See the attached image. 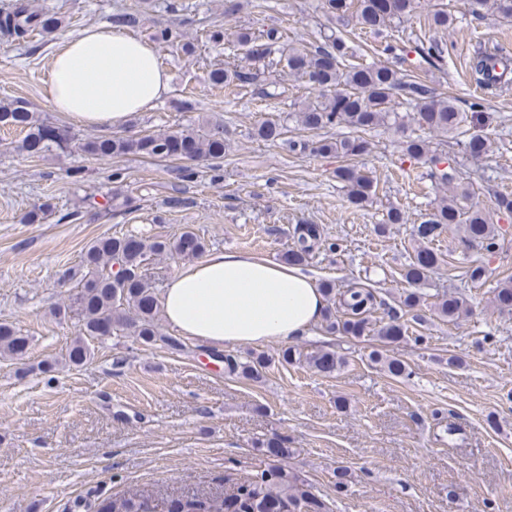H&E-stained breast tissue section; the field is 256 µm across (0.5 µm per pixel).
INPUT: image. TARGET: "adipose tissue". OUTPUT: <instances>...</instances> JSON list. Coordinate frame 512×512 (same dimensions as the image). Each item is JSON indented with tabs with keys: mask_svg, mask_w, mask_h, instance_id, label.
<instances>
[{
	"mask_svg": "<svg viewBox=\"0 0 512 512\" xmlns=\"http://www.w3.org/2000/svg\"><path fill=\"white\" fill-rule=\"evenodd\" d=\"M150 43L115 25H94L53 57L43 96L70 122L119 130L170 89ZM166 320L200 343L221 347L290 341L321 326L326 301L300 268L234 250L181 268L161 295Z\"/></svg>",
	"mask_w": 512,
	"mask_h": 512,
	"instance_id": "1",
	"label": "adipose tissue"
}]
</instances>
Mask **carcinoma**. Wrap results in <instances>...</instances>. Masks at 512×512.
<instances>
[{"label":"carcinoma","mask_w":512,"mask_h":512,"mask_svg":"<svg viewBox=\"0 0 512 512\" xmlns=\"http://www.w3.org/2000/svg\"><path fill=\"white\" fill-rule=\"evenodd\" d=\"M467 3L473 14L491 10L505 19L512 18V0H467ZM417 5L418 0H322V9L328 16L338 22L350 21L354 29L364 33L379 34L391 24L411 17L431 28L447 31L454 27L456 16L449 5L424 15L417 13ZM154 8L156 0H135V4L112 15V23L136 28L141 16ZM61 23L60 18L35 11L25 3L0 11V34L18 43L37 33L50 34ZM233 38L251 64L233 68L216 64L207 72V82L224 91V98H235L256 85L260 68L271 70L282 64L288 74L319 92L317 99L304 104L297 114L301 130L313 136L335 127L352 131L336 141L315 140L302 135L286 137L288 129L278 119L267 118L257 125L256 134L260 138L272 143L286 142L292 152L334 154L347 159L367 155L371 145L361 133L390 121L398 128L405 127L397 111L401 105L411 113L412 121L437 137L455 134L468 119L455 99L435 97L419 81L415 70L403 67L407 63L403 56L397 66L380 60L369 64L353 63L344 37L333 34L313 47L284 41L278 29L256 36L250 30L240 28L233 33ZM151 39L160 48L169 47L187 56L195 50V43L174 27L154 32ZM414 52L432 66L442 61V51L436 43L416 46ZM500 62L499 50L478 51L473 60L476 83L486 85L487 72ZM0 125L21 128L25 133L21 148L34 145L39 157L72 146L95 157L133 155L160 161L174 158L185 162L179 172L186 181L197 175L194 163L209 161L211 170L219 172L224 158L225 131L221 123L205 129L185 127L140 137L115 134L79 142L67 131L36 116L25 101L13 99L0 100ZM463 146L476 161L494 154L493 142L487 137L473 136ZM400 148L402 156L426 165L431 179L443 186L448 195L442 197L428 219L414 226L419 245L403 273L410 288L400 294L397 305L389 304L378 289L358 281L342 290L332 280L321 282L320 289L327 302L322 328L330 335L364 340L376 338L386 344L403 339L408 330L405 317L411 314L418 318L415 311L424 305L419 286L427 281L440 262L428 243L448 228L457 232L463 248L491 253L496 249L499 237L494 216L512 213L511 194L497 196L492 211L478 204H462L470 198V190L463 182L459 162L433 149L429 141L408 135L403 137ZM333 177L345 189L347 202L352 207H363L376 197V181L354 164L336 167ZM292 239V246L284 254L285 262L290 265L308 264L320 249H337V244L329 241L317 224L295 225ZM205 250V241L190 230L175 237L124 234L94 240L84 253L81 273L64 274L74 282L71 293L52 308L56 317L77 319L78 333L64 358L44 360L38 364V369L47 373L84 365L94 354L93 339L105 336L107 330L114 336L133 335L146 346L160 341L173 351L183 350L180 338L161 333L160 303L142 268L152 257L190 261ZM492 303L499 312L512 314V277L497 281ZM380 310L384 317L378 319L375 314ZM434 310L450 323L473 313L467 298L447 293L434 303ZM30 346L28 336L13 324L0 322L1 360L13 362L18 365V371L26 374L29 372L26 358ZM274 362L304 364L324 376L333 375L342 365L336 351L327 347L304 354L289 346L275 354L252 352L243 359L224 355V369L228 374L254 382L260 381ZM262 448L274 461L258 467L248 480L237 485L229 498L176 499L167 505V512H326L325 503L311 492L308 483L288 470V458L293 450L281 440L269 441ZM101 509L102 512H156L157 505L130 496L105 503Z\"/></svg>","instance_id":"1"}]
</instances>
